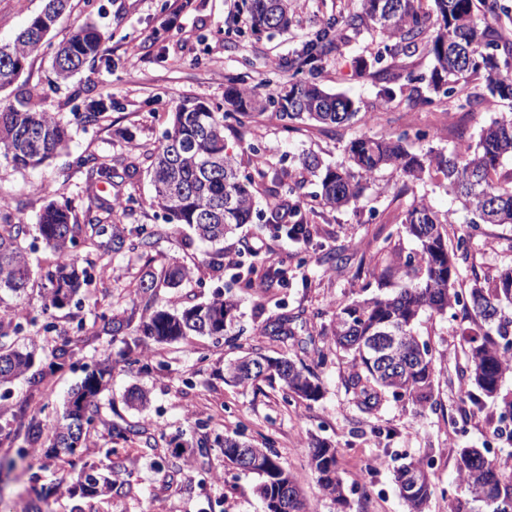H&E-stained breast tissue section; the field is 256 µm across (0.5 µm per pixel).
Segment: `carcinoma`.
Masks as SVG:
<instances>
[{"label":"carcinoma","mask_w":512,"mask_h":512,"mask_svg":"<svg viewBox=\"0 0 512 512\" xmlns=\"http://www.w3.org/2000/svg\"><path fill=\"white\" fill-rule=\"evenodd\" d=\"M69 0H44L42 10L31 16L14 39L0 41V91L14 84L25 62L40 52L56 20L67 10ZM252 33L273 35L288 30L294 0H243ZM370 26L383 39L384 50L413 56L418 51L432 58L430 83L450 96L460 82L480 77L485 87L503 99H512V42L486 18H479L474 0H433V8L423 9L421 0H361L360 11L330 19L305 42L291 59L276 63L299 75L318 69L322 57L336 47L347 28ZM106 34L93 21L79 26L54 52L57 76L66 80L102 52ZM383 54L362 67L385 83L383 96L391 100L395 91L388 83L396 76L382 66ZM269 89L261 99L253 87L233 77L224 89V106L216 108L201 101L178 105L171 126L160 145L146 153L147 173L154 189L151 205L163 213L167 224H187L198 237L219 243L242 224L255 218V191L271 184L276 201L270 206L268 224H288L293 232L311 236L309 215L295 189L284 184V175L263 164L255 174L241 173L238 156L227 151L224 122L251 117L257 110L273 107L284 126L295 120L336 126L356 115L353 101L343 94H330L307 79L285 84L273 75L264 79ZM41 96L26 91L16 102H0V159L16 169L35 170L45 164L70 141V131L56 114L38 107ZM512 158V117L502 116L483 128L474 143L461 145L450 153L430 148L413 153L402 135L389 139L358 138L347 148L346 163L325 166L308 155L302 165L318 174L320 204L337 209L356 200L361 192L357 177L391 167L403 178L395 193L399 198L408 183L428 174L442 175L446 192L458 199L471 224H512V168H498L504 158ZM98 178L112 183L132 178L134 164L120 170L103 161L94 165ZM131 200L90 198L84 223H78L70 205L50 202L37 217V239L56 256L54 268L45 273V298L52 307L71 303L82 285L91 278L92 262L77 250L83 240L112 259L151 253L161 227L144 224L127 227L113 217L132 210ZM455 223L454 213H441L424 198L416 199L403 212L405 231L419 243V250L406 257L389 253L380 267V279L396 280V288L363 300L339 302L333 314L330 338L336 348L352 354L355 371L348 384L360 400V409L369 413L387 397L408 398L422 406L432 400L435 379L434 359L429 345L420 340L415 327L424 313L445 315L455 307L463 310L461 335L468 354L463 372V395L471 407L481 409L490 399L499 409L500 421H512V390L503 388L512 375V266L492 278L473 280L465 291L455 288L458 278L455 251L448 248L444 225ZM30 234L29 225L17 221L0 208V293L19 299L32 280L22 242ZM195 271L176 263L161 265L140 288L151 290L161 282L178 288L191 280ZM283 268H264L260 283L267 288L284 279ZM236 302L231 296L216 295L206 303L180 310L150 308L133 324L129 317L115 313L107 318L112 335L131 330L159 343L184 340L189 336L228 335L231 312ZM292 318L281 314L262 329L266 336L282 341L293 338ZM30 322L0 315V386L24 375L33 365L34 352H23L8 340L28 331ZM396 329L401 342L391 351V365L382 364L372 341L384 331ZM230 379L249 386L262 379L278 380L285 397L316 401L322 395L319 377L306 366H297L288 357L272 358L261 353L233 361ZM111 374L109 365L88 372L71 393L62 416L51 424V448L74 454L86 445L98 412L99 395ZM224 464L260 479L257 492L265 512H310L293 478L285 472L277 456L267 447L233 437L215 438ZM316 481L323 492L339 505L348 504L339 474L337 449L323 440L309 448ZM394 479L409 512H423L431 494L428 466L409 460L398 466ZM458 480L461 493L452 496L448 512H496L512 503V471L490 456L488 448L459 449ZM72 485L89 496L105 495L113 485L89 467L77 474Z\"/></svg>","instance_id":"1"}]
</instances>
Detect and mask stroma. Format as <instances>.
<instances>
[{
  "label": "stroma",
  "mask_w": 512,
  "mask_h": 512,
  "mask_svg": "<svg viewBox=\"0 0 512 512\" xmlns=\"http://www.w3.org/2000/svg\"><path fill=\"white\" fill-rule=\"evenodd\" d=\"M241 4L242 0H190L178 12L173 0H71L69 11L47 35L43 51L28 59L13 86L0 91V99L11 102L25 89H40L43 107L71 128L67 148L40 169L23 172L0 165V195L10 199L12 215L32 225L45 204L67 201L80 216L88 196L102 190L133 199L132 211L121 215L120 223H161L160 210L151 205L153 190L145 172L105 188L90 179L88 167L78 165V158L108 159L117 168L140 162L143 152L158 146L179 104L223 102L229 76L244 75L256 92L265 93L263 81L272 58L292 57L329 18L355 10L358 0H298L288 32L273 36L252 34ZM89 20L110 35L104 51L67 82H57L52 67L56 47ZM382 48L375 32L346 31L314 74L324 90L354 101L359 114L352 121L333 127L298 121L286 130L270 108L224 131L242 171H251L258 151L270 167L291 172L310 211L308 243H297L275 225L258 220L225 239L226 264L213 269L202 264L209 245L188 226L171 227L154 256L195 269L192 281L178 289L161 285L142 292L138 286L146 271L144 260H114L94 253L91 284L71 304L48 311L43 275L56 257L41 241L27 237L34 277L21 300L8 295L1 301L17 305L20 315L31 320L29 332L38 355L25 376L0 386V461L17 462L16 469L0 470V512H264L256 491L258 476L225 468L219 448L204 456L172 454L176 443L211 440L219 434L270 440L313 512H407L394 481L396 467L406 459L430 466L433 488L425 512H448V497L458 490L461 448L490 447L501 463L512 466V437L497 436L495 404L468 413L455 390L467 367L459 337L461 309L422 316L417 326L436 357L430 407L389 399L373 412H362L348 385L350 359L328 338L334 303L385 293L373 262L382 247L405 256L415 253L416 242L400 230L401 213L412 200L426 198L441 211L455 203L435 176L397 196L399 177L384 169L363 181L356 202L337 210L326 208L317 198L318 179L302 168L299 154H315L336 164L344 160L354 139L402 134L411 151L448 150L475 139L493 119L512 113V100L487 93L476 78L451 97L432 91L425 81L432 61L422 52L406 61L385 58L392 71L406 63L423 78L415 92L385 100L381 83L360 70L361 60L371 59ZM470 94L481 95L482 103L468 106ZM93 99L109 102L110 108L98 122L83 123L77 114ZM446 230L449 246L461 239L466 242L457 259L459 288L512 265V225L470 224L461 213ZM256 236L266 238L269 252L245 250V243ZM335 249L345 255V262H325V254ZM273 260L286 270L282 285L240 287L250 268ZM220 291L238 303L233 320L239 333L236 341L194 336L186 342L159 344L147 338V369L131 370L119 362L121 342L106 322L112 311L137 318L148 307L171 303L181 308L209 301ZM280 313L293 317L296 340L280 342L260 335L261 325ZM47 322L52 325L48 331L43 328ZM64 344L70 357L53 359V350ZM256 349L313 369L323 383L322 398L287 404L279 382L241 386L225 381V364ZM105 359L112 364V379L100 396L86 447L72 456L57 454L44 438L25 458H18L31 420L49 423L59 417L71 390ZM134 387L147 391L150 399L139 411L123 402L126 391ZM121 418L136 424L139 432L115 441L108 424ZM316 439L329 441L338 451L349 501L346 510H339L316 485L308 456ZM92 464L111 475V494L87 496L69 485L56 487L49 500L38 498L37 488L56 486L62 473Z\"/></svg>",
  "instance_id": "obj_1"
}]
</instances>
